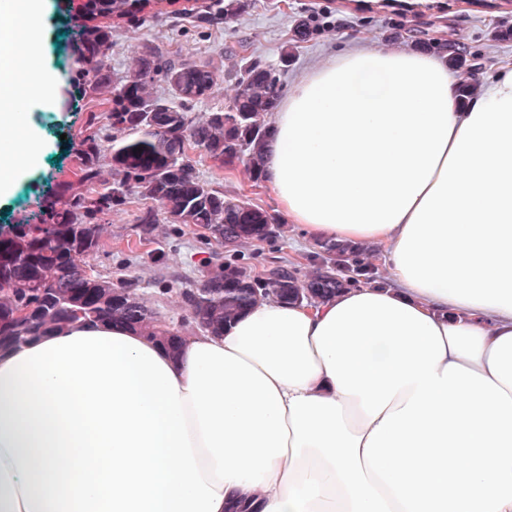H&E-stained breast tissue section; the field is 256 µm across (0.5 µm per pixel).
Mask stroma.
<instances>
[{
  "label": "stroma",
  "instance_id": "35a3bbf8",
  "mask_svg": "<svg viewBox=\"0 0 512 512\" xmlns=\"http://www.w3.org/2000/svg\"><path fill=\"white\" fill-rule=\"evenodd\" d=\"M235 17L228 22H198V0H160L156 11L121 21L112 28L111 69L125 72L143 45L151 44L164 52L197 62L209 63L223 71L225 79L214 94L195 105L204 115L223 108L233 90L235 73L253 59L277 61L281 48L288 44L294 25L310 20L314 32L295 50V57L281 76L284 87H291L297 75L311 62L329 55L352 39H363L386 46L387 39L406 29L429 32L465 47L471 57L490 71L500 61L512 58V39H498L500 30L512 27V8L497 10L474 7L467 0H450L443 11L399 13L350 8L349 0H239ZM48 11L37 23L43 43L42 66L53 70L59 80L57 101L30 98L25 106L28 122L37 129L43 151L18 182L14 193L0 200V229L8 231L20 224L38 223L47 186L76 181L77 160L69 148L70 140L96 127L100 135L110 129L105 115L108 101L80 95L77 73L72 68L71 31L62 11L65 6L79 8L81 0H47ZM200 179L219 185L228 194H239L255 205L276 212L275 195L254 182L242 164L227 169L210 159L200 148L189 151ZM151 201L129 194L123 205L104 215L105 252L90 257L91 265L111 272L113 280L136 278L139 289L151 305L167 320L180 323L185 311L183 291L198 287L224 250L206 240L189 226L158 224L146 226L140 217ZM293 225L281 223L277 238L255 243L243 251V260L253 267L277 260L304 265L312 252Z\"/></svg>",
  "mask_w": 512,
  "mask_h": 512
}]
</instances>
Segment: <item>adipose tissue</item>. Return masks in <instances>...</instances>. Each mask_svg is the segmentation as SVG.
<instances>
[{"label": "adipose tissue", "instance_id": "adipose-tissue-1", "mask_svg": "<svg viewBox=\"0 0 512 512\" xmlns=\"http://www.w3.org/2000/svg\"><path fill=\"white\" fill-rule=\"evenodd\" d=\"M0 0V142L57 78ZM262 182L390 281L257 303L177 351L107 322L0 351V512H512V64L351 41L272 116Z\"/></svg>", "mask_w": 512, "mask_h": 512}]
</instances>
